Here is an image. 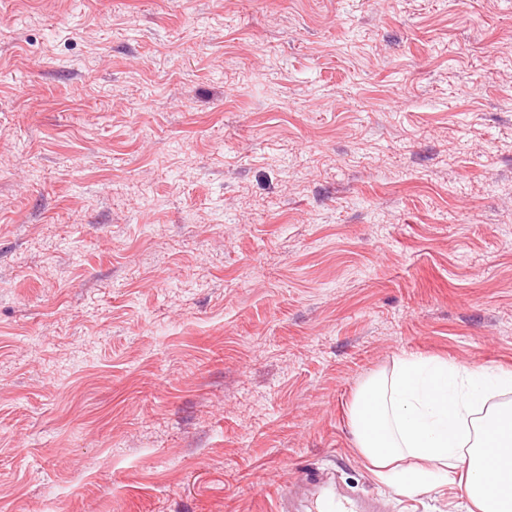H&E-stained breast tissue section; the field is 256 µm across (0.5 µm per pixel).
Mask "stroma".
<instances>
[{
	"label": "stroma",
	"instance_id": "obj_1",
	"mask_svg": "<svg viewBox=\"0 0 512 512\" xmlns=\"http://www.w3.org/2000/svg\"><path fill=\"white\" fill-rule=\"evenodd\" d=\"M512 371V0H0V512H389L347 405ZM355 508L356 511H351L353 509L344 500L336 498V496L310 500L304 507V509H310L311 512H375L378 510L375 508L360 509L359 504H356Z\"/></svg>",
	"mask_w": 512,
	"mask_h": 512
}]
</instances>
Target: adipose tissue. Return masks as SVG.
<instances>
[{"instance_id":"ef3b65f1","label":"adipose tissue","mask_w":512,"mask_h":512,"mask_svg":"<svg viewBox=\"0 0 512 512\" xmlns=\"http://www.w3.org/2000/svg\"><path fill=\"white\" fill-rule=\"evenodd\" d=\"M512 373L400 357L347 405L353 444L378 478L409 496L462 488L475 512H512Z\"/></svg>"}]
</instances>
